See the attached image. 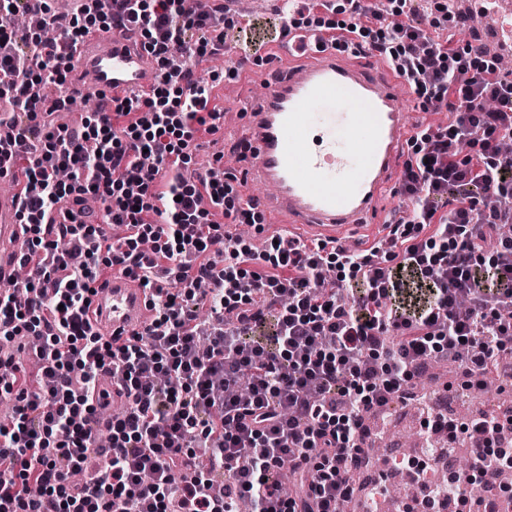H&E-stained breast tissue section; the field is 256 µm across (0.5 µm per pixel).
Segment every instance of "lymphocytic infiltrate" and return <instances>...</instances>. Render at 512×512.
I'll return each instance as SVG.
<instances>
[{
  "instance_id": "lymphocytic-infiltrate-1",
  "label": "lymphocytic infiltrate",
  "mask_w": 512,
  "mask_h": 512,
  "mask_svg": "<svg viewBox=\"0 0 512 512\" xmlns=\"http://www.w3.org/2000/svg\"><path fill=\"white\" fill-rule=\"evenodd\" d=\"M344 2L348 18L333 30L396 66L423 110L451 118L409 138L406 205L381 244L311 247L281 235L258 252L223 232L228 221H263L233 177L187 169L196 133H215L224 117L212 83L191 66L223 49L236 24L223 5L84 0L66 14L49 4L38 14L32 0H0V100L12 107L5 144L30 149L19 194L26 275L0 289V398L14 412L0 427V512H217L221 495L182 476L198 448L210 459L199 478L228 482L252 512H346L368 415L417 400L435 359L468 389L498 377L512 336V238L495 236L512 223V155L498 149L512 141V76L497 57L457 45L452 34L470 17L448 0H424L422 10L417 0H388L385 21L372 0ZM16 12L30 19L25 31L9 23ZM443 26L451 37L442 42L433 31ZM110 28L137 33L159 83L148 97L114 102L110 117L92 112L75 129L52 122L71 96L50 102L31 86L65 85L77 43ZM87 196L125 227L121 240L58 208ZM115 266L150 291L155 309L153 331L118 347L88 317L96 283ZM406 272L429 294L411 313L396 303ZM270 316L271 347L252 344ZM32 336L41 339L33 387L13 353ZM245 371L250 390L234 396ZM107 372L128 404L101 449L87 394ZM421 435L468 448V464L448 488L426 471L406 473L408 498L491 512L485 493L503 473L491 447L512 442V412H430Z\"/></svg>"
}]
</instances>
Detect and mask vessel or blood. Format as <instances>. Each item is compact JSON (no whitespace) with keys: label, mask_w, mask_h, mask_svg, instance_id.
Segmentation results:
<instances>
[{"label":"vessel or blood","mask_w":512,"mask_h":512,"mask_svg":"<svg viewBox=\"0 0 512 512\" xmlns=\"http://www.w3.org/2000/svg\"><path fill=\"white\" fill-rule=\"evenodd\" d=\"M288 43L296 61L264 85L247 107L240 132L249 153L239 181L273 189L257 205L305 237L333 241L358 235L378 215V204L399 191L405 142L413 129L399 99L396 75L356 60L332 46L327 33L298 29ZM73 91L93 89L105 101L146 96L159 71L154 59L121 31H95L74 51ZM348 104L342 121H315L321 105ZM15 194H0V282L12 279L25 236ZM95 333L120 345L153 326L150 293L120 268L96 286L89 310ZM93 400L117 404L125 397L116 378L103 374Z\"/></svg>","instance_id":"b4317fda"}]
</instances>
